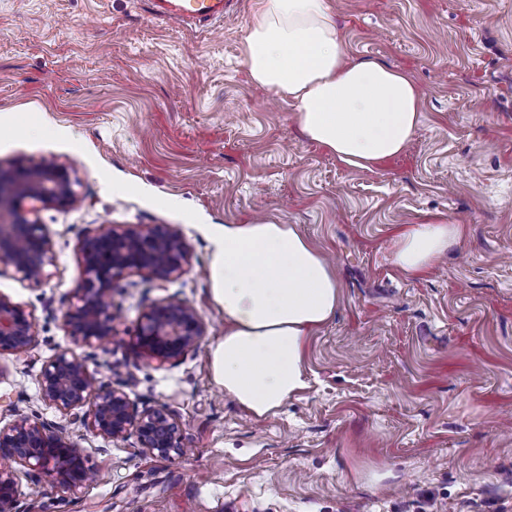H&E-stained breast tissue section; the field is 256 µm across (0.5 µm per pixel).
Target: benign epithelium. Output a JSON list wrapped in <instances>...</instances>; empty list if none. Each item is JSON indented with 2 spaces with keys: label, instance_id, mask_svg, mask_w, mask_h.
Here are the masks:
<instances>
[{
  "label": "benign epithelium",
  "instance_id": "obj_1",
  "mask_svg": "<svg viewBox=\"0 0 512 512\" xmlns=\"http://www.w3.org/2000/svg\"><path fill=\"white\" fill-rule=\"evenodd\" d=\"M73 185L70 168L53 159L23 167L15 176L0 170V213L8 208L12 216L0 224V258L13 266L20 281L38 286L54 264L49 236L42 224L28 217L22 202L64 208L75 200ZM81 258L78 300L64 312L63 325L75 341L93 346L112 336L116 278L145 272L162 286L185 273L192 254L183 234L171 225H109L83 244ZM203 333L194 306L169 297L142 314L138 345L149 358L164 364L194 351ZM35 339L31 312L0 295V353H25ZM39 387L46 404L98 437L115 443L134 436L138 447L160 458L181 449L179 425L165 409L136 410L125 391L98 385L84 361L68 350L45 365ZM0 456L14 462L0 468V512H19L24 478L74 491L95 476L69 432L38 416L0 427Z\"/></svg>",
  "mask_w": 512,
  "mask_h": 512
}]
</instances>
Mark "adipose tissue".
<instances>
[{
    "mask_svg": "<svg viewBox=\"0 0 512 512\" xmlns=\"http://www.w3.org/2000/svg\"><path fill=\"white\" fill-rule=\"evenodd\" d=\"M244 60L255 85L294 109L304 137L349 168L401 154L420 124L414 80L374 59H349L326 0H257ZM460 235L457 224L411 226L395 238L392 261L419 275ZM211 242V292L224 311L213 376L262 418L306 387V341L336 314V274L292 224H220Z\"/></svg>",
    "mask_w": 512,
    "mask_h": 512,
    "instance_id": "obj_1",
    "label": "adipose tissue"
}]
</instances>
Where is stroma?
I'll return each instance as SVG.
<instances>
[{
    "instance_id": "35a3bbf8",
    "label": "stroma",
    "mask_w": 512,
    "mask_h": 512,
    "mask_svg": "<svg viewBox=\"0 0 512 512\" xmlns=\"http://www.w3.org/2000/svg\"><path fill=\"white\" fill-rule=\"evenodd\" d=\"M351 57L406 72L421 123L406 150L354 171L301 134L252 82L244 37L257 0L191 31L145 0H0V168L70 166L76 200L39 207L49 278L0 261V295L32 312L29 353L0 354V426L58 423L43 366L70 349L136 409L162 406L187 453L154 457L67 428L96 481L20 496L21 512H512V0H327ZM294 224L333 263L335 317L305 351L307 386L255 419L212 377L224 311L211 296L217 224ZM458 224L434 270L410 277L390 244ZM171 224L193 258L179 279L115 280L110 340L75 344L62 315L83 241L106 225ZM189 301L196 352L159 364L142 313Z\"/></svg>"
}]
</instances>
